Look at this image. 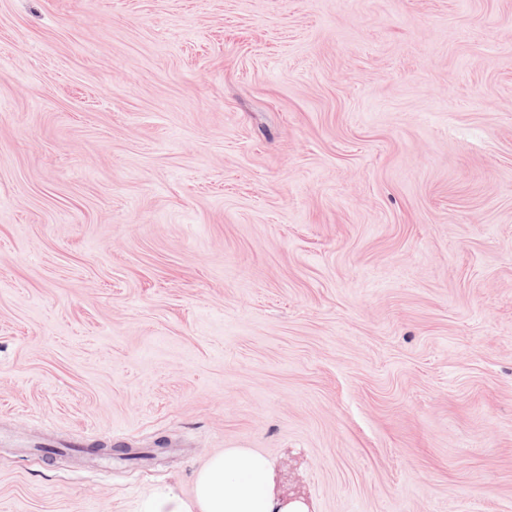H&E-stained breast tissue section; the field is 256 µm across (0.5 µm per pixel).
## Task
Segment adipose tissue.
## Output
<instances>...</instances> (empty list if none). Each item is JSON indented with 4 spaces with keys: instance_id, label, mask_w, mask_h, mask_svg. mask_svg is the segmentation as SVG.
Masks as SVG:
<instances>
[{
    "instance_id": "obj_1",
    "label": "adipose tissue",
    "mask_w": 512,
    "mask_h": 512,
    "mask_svg": "<svg viewBox=\"0 0 512 512\" xmlns=\"http://www.w3.org/2000/svg\"><path fill=\"white\" fill-rule=\"evenodd\" d=\"M272 469L262 454L229 449L199 472L193 502L170 491L156 493L145 512H275Z\"/></svg>"
}]
</instances>
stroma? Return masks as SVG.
I'll return each instance as SVG.
<instances>
[{
    "mask_svg": "<svg viewBox=\"0 0 512 512\" xmlns=\"http://www.w3.org/2000/svg\"><path fill=\"white\" fill-rule=\"evenodd\" d=\"M512 512V0H0V512ZM278 504L269 460L235 448L213 456L199 472L192 505L161 491L148 501L145 512H273Z\"/></svg>",
    "mask_w": 512,
    "mask_h": 512,
    "instance_id": "1",
    "label": "stroma"
}]
</instances>
